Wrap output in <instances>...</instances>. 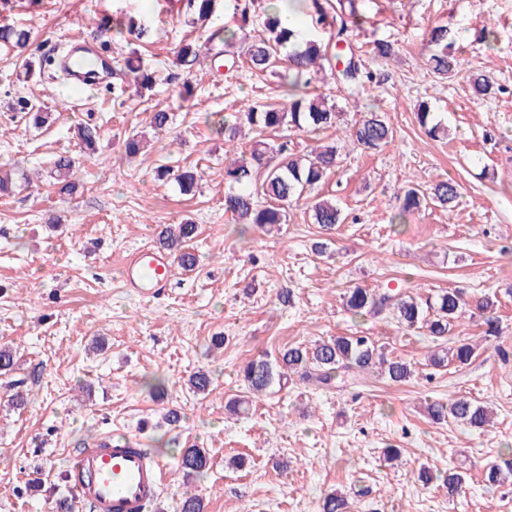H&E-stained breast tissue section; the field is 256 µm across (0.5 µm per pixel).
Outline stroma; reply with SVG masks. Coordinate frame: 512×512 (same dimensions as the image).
I'll return each mask as SVG.
<instances>
[{
    "instance_id": "1",
    "label": "stroma",
    "mask_w": 512,
    "mask_h": 512,
    "mask_svg": "<svg viewBox=\"0 0 512 512\" xmlns=\"http://www.w3.org/2000/svg\"><path fill=\"white\" fill-rule=\"evenodd\" d=\"M367 21L350 41L370 71L357 94L318 75L313 87L342 118L325 132H288L297 151L316 141L341 145L329 180L290 204L280 230L242 229L224 210V161L248 151L253 132L227 143L219 117L243 102L281 95L277 78L242 66L222 72L209 63L189 79L195 97L179 96L176 47L192 29L180 0H10L0 25L31 32L30 54L42 58L77 36L122 65L136 48L159 74L149 97L115 96L111 82L85 93L64 77L18 81L19 60L0 47V167L15 171L0 196V344L17 351V366L0 376V512H79L68 484L73 449L109 435L138 439L166 463L161 498L149 512H180L186 494L204 512H320L324 496L346 495L349 512H512V482L489 487L484 471L512 462V0H361ZM108 16L144 21L152 34L128 46L127 36L100 34ZM446 22L461 30L455 77L425 70L429 32ZM497 31L496 49L481 43ZM397 53L375 60L372 42ZM484 73L497 88L479 99L468 77ZM55 111L46 129L31 128L17 101ZM428 102L448 127L432 138L415 120ZM173 112L170 129L147 135L142 154L124 158L122 143L145 130L152 106ZM384 113L392 143L366 155L348 141L364 112ZM96 125L100 149L85 157L75 135ZM77 158L76 196L63 199L49 184L57 155ZM160 164L192 166L201 176L195 194L157 180ZM460 186L453 211L427 206L392 230L390 218L408 180L431 187L445 178ZM333 198L342 209L326 253L316 254L318 228L309 206ZM191 221L195 270L176 268L166 291L148 299L125 288L122 270L139 249L156 245L162 225ZM409 290L425 298L451 288L466 300L497 295L501 334L485 338L480 323L462 320L446 340L406 333L391 314L364 321L343 307L346 289ZM290 292V304L279 300ZM364 335L387 354L410 362L409 380L371 375L345 390L325 392L292 378L282 390L248 394L239 365L275 358L295 345L332 336ZM223 337L215 345L214 337ZM468 338L476 354L465 365H430L433 351ZM212 377L208 396L188 379ZM22 381L24 408L8 402V383ZM162 383L161 394L150 387ZM466 395L493 411L475 430L437 423L426 403ZM249 400L247 414H229L230 398ZM182 420L171 425L168 409ZM198 446L211 462L206 474L184 476L181 449ZM395 448L389 461L385 449ZM244 467H236L237 459ZM454 469L466 479L448 496L423 485L421 467Z\"/></svg>"
}]
</instances>
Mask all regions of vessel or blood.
I'll return each instance as SVG.
<instances>
[{"label": "vessel or blood", "mask_w": 512, "mask_h": 512, "mask_svg": "<svg viewBox=\"0 0 512 512\" xmlns=\"http://www.w3.org/2000/svg\"><path fill=\"white\" fill-rule=\"evenodd\" d=\"M173 262L162 250L140 251L123 269L127 288L156 296L170 283ZM74 493L94 512H146L161 496L164 465L135 439L101 438L80 448L69 459Z\"/></svg>", "instance_id": "vessel-or-blood-1"}]
</instances>
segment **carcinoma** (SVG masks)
<instances>
[{"label":"carcinoma","mask_w":512,"mask_h":512,"mask_svg":"<svg viewBox=\"0 0 512 512\" xmlns=\"http://www.w3.org/2000/svg\"><path fill=\"white\" fill-rule=\"evenodd\" d=\"M224 7L240 13L242 23H247V8H239L238 0H185L186 14L191 23H201L205 28V44L215 51L211 62L224 67L235 64L234 46L237 33L213 22L218 2ZM309 17L312 28L304 30L299 38L295 31L282 26L276 12L266 14L262 32L248 38L244 43L245 56L250 68L263 73L270 71L279 79L288 81V92L279 102L270 99L254 101L247 108L228 115L218 122L224 140L233 142L242 127L252 128L259 139L254 141L249 153L241 154L224 168V181L230 190L224 196V210L231 213L240 224H252L262 230L280 228L287 222V207L303 197L304 193L319 185L335 172L338 160L336 142L321 143L304 153H293L288 144L282 143L273 149L263 139V134L278 131L284 127L300 132H318L335 126L342 113L321 94L309 91L312 80L319 71L327 68L337 83L357 87L362 83V63L349 41V25H362L359 0H309ZM334 9L340 24L333 41L324 42L312 29L326 25L329 19L327 8ZM457 31L453 24L434 28L430 43L434 50L426 59L427 70L446 77L459 66L455 45ZM30 42V32L12 25H0V45L24 53ZM203 44V45H205ZM203 45L196 39L183 38L178 45V64L186 71L192 69L206 57ZM126 76L133 78L140 91L151 92L156 84L155 72L133 57L124 59ZM469 83L479 99L495 93L493 83L482 74H473ZM33 127L47 124L51 113L41 105L28 101L20 103ZM174 114L165 108L154 106L148 113L146 123L154 131L166 130L173 123ZM417 121L428 135L438 138L447 133V127L435 120L430 106L423 102L418 106ZM76 135L84 153L98 152L100 131L95 126L79 125ZM394 131L386 118L370 111L355 122L350 129V141L363 152L376 151L393 141ZM76 159L59 156L53 162L54 185L59 196L73 197L78 193L79 184L73 178ZM160 180L177 184L181 193L189 195L197 189V173L188 168L160 166L156 169ZM460 195L459 184L452 178L440 180L424 192L414 186L403 191L398 211L391 216L390 227H400L408 217L422 207L433 204L451 209ZM312 223L325 233L343 223V213L336 202L324 198L311 205ZM198 226L188 221L180 224H166L158 234L159 246L175 256L186 270H192L197 258L189 250V242L196 236ZM497 296L487 295L478 300L475 309L453 289L439 293L435 298L421 300L407 292L391 294L387 291L366 288H349L343 295L345 310L354 319L377 317L387 311L393 313L399 328L405 332L423 329L435 340L448 335L452 326L460 319L479 315L484 318L486 333L495 336L499 332L498 318L490 315L497 307ZM476 353V347L459 339L448 351L432 356V365L445 367L450 363L465 365ZM301 370V378L324 389L342 386L367 372L377 373L392 382H404L412 376L411 364L387 356L383 347L370 336H338L322 339L309 347H289L270 360L265 356L252 359L240 369L241 380L252 394H261L272 386L288 382V373ZM212 379L205 371H198L189 378L190 388L198 393L208 392ZM432 420L436 422L452 419L476 429L489 425L488 410L466 396H460L444 404L433 402L427 407ZM209 456L203 448H184L180 455L179 467L184 475L200 474L207 470ZM420 481L428 485L441 482L448 496L459 493L464 482L463 474L448 471L444 474L424 468L419 472ZM321 512H348V500L338 492L327 494Z\"/></svg>","instance_id":"1"}]
</instances>
